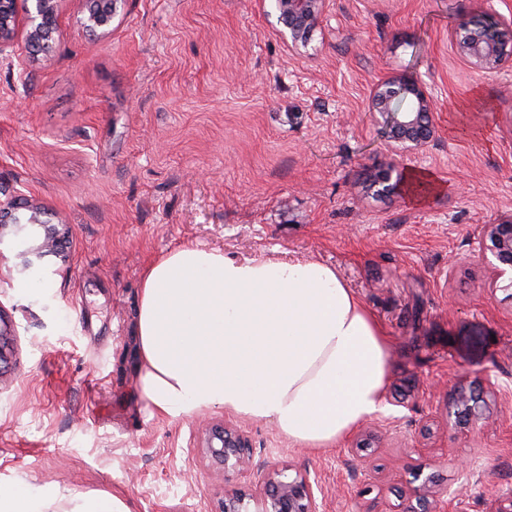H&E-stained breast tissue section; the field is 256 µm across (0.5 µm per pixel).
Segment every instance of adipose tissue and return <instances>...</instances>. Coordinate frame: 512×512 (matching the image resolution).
Returning a JSON list of instances; mask_svg holds the SVG:
<instances>
[{
  "instance_id": "1",
  "label": "adipose tissue",
  "mask_w": 512,
  "mask_h": 512,
  "mask_svg": "<svg viewBox=\"0 0 512 512\" xmlns=\"http://www.w3.org/2000/svg\"><path fill=\"white\" fill-rule=\"evenodd\" d=\"M139 387L172 417L221 408L321 450L383 411L389 344L336 269L186 244L141 274Z\"/></svg>"
}]
</instances>
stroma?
Returning <instances> with one entry per match:
<instances>
[{
    "instance_id": "1",
    "label": "stroma",
    "mask_w": 512,
    "mask_h": 512,
    "mask_svg": "<svg viewBox=\"0 0 512 512\" xmlns=\"http://www.w3.org/2000/svg\"><path fill=\"white\" fill-rule=\"evenodd\" d=\"M269 0H116L84 29L63 0L56 44L0 55V190L52 212L0 233V489L115 497L127 512H220L268 474H307L323 512H399L419 478L487 512L512 492V298L489 292L476 227L512 217V63L477 72L456 34L512 0H327L307 46L279 34ZM412 77L438 104L434 140L395 156L369 108ZM396 162L432 188L376 197ZM202 243L236 259L313 258L336 268L385 328V409L337 446H290L273 424L216 408L150 410L138 387L140 275ZM494 381L490 428L448 419L453 386ZM247 437L253 468L205 455L206 423ZM471 461L462 472L461 461Z\"/></svg>"
}]
</instances>
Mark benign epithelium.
I'll use <instances>...</instances> for the list:
<instances>
[{
	"label": "benign epithelium",
	"mask_w": 512,
	"mask_h": 512,
	"mask_svg": "<svg viewBox=\"0 0 512 512\" xmlns=\"http://www.w3.org/2000/svg\"><path fill=\"white\" fill-rule=\"evenodd\" d=\"M26 44L32 52L49 53L53 49L56 20L61 0H25ZM20 0H0V54L13 46L17 36ZM85 28L95 32L112 23V12L104 11L101 0H84ZM325 0H272V10L281 35L294 46L306 42L317 19L323 12ZM460 43L474 68L484 73L500 69L507 60L512 62V31L506 32L489 17L477 18L463 25ZM436 104L426 88L417 80L404 79L398 83L383 82L376 86L371 99L370 114L396 153L404 156L427 146L435 137L434 112ZM405 180V168L389 165L376 169L368 179L367 188L377 197L397 191ZM20 209L29 211L27 223L44 229L43 246L62 255L59 246L65 238V225L45 219L43 207L30 200L14 196L0 200V231L21 223ZM475 251L489 274L493 291H512V218L483 224L480 227ZM454 422L467 429L489 422L490 404L485 395L457 384L451 392ZM206 455L226 471L244 472L252 467L250 444L243 434L227 426L211 428ZM418 498L434 503V510L411 508L406 512H446L456 495L452 490L435 491L429 480L415 490ZM251 509V499L243 495L224 498L221 512H320V504L310 480L297 475L293 478L278 471L264 484L263 492Z\"/></svg>",
	"instance_id": "obj_1"
}]
</instances>
